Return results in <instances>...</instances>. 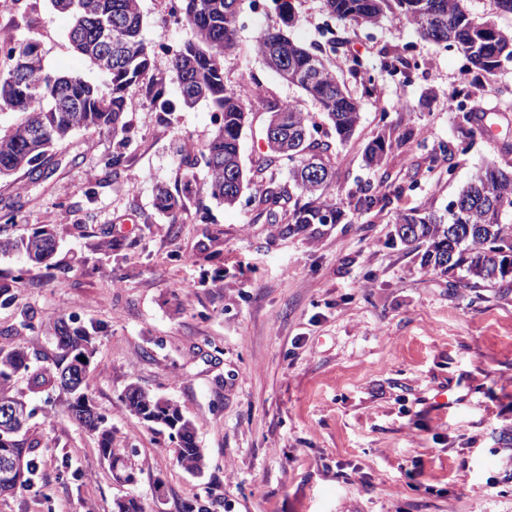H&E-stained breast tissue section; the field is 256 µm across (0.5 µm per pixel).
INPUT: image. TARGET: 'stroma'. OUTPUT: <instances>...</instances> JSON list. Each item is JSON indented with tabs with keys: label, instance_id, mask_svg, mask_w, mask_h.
Instances as JSON below:
<instances>
[{
	"label": "stroma",
	"instance_id": "obj_1",
	"mask_svg": "<svg viewBox=\"0 0 512 512\" xmlns=\"http://www.w3.org/2000/svg\"><path fill=\"white\" fill-rule=\"evenodd\" d=\"M291 2L288 33L301 45L323 46L335 28L343 45L329 62L360 103L354 136L331 146L339 223L286 237L252 206L229 208L185 187L179 153L204 144L216 117L204 101L160 112L150 96L156 79L171 76L161 44L190 36L170 21L168 0H140L154 53L128 89L140 102L126 116L130 140L79 130L59 170L32 192L24 174L0 177V212H17L8 236L48 226L58 244L48 269L0 255V283L16 296L0 306V346L27 349L39 367L58 353V318L98 327L90 396L134 473L117 477L65 394L31 392L22 373L13 391L36 410L39 471L30 490L0 496V512H115L125 497L143 512H512V275L473 288L422 267L416 250L391 239L400 211L444 213L487 163H512V64L487 78L405 19L365 33L333 24L322 0ZM72 23L50 0H0V40H33L49 71L104 86L72 48ZM280 24L277 10L242 0L225 81L249 101L292 103L329 133L317 105L255 51ZM405 51L418 62L406 79L384 67ZM349 55L367 65L374 94L349 73ZM459 90L490 127L466 144L448 108ZM267 119L254 110L242 132L246 171L268 152ZM381 135L384 163L366 168L364 149ZM448 143L451 161L433 162ZM115 153L125 162L110 174L104 160ZM367 183L385 195L383 209L354 210L350 195ZM161 186L180 196L176 218L155 206ZM94 237L111 249L90 250ZM23 306L38 330L2 335ZM133 383L193 422L202 475L176 464L167 428L128 411Z\"/></svg>",
	"mask_w": 512,
	"mask_h": 512
}]
</instances>
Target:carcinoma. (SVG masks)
Returning <instances> with one entry per match:
<instances>
[{"instance_id":"obj_1","label":"carcinoma","mask_w":512,"mask_h":512,"mask_svg":"<svg viewBox=\"0 0 512 512\" xmlns=\"http://www.w3.org/2000/svg\"><path fill=\"white\" fill-rule=\"evenodd\" d=\"M183 25L191 36L171 58L172 74L178 84L183 106L204 100L219 114V124L198 150L181 155L178 168L183 178L193 180L199 165L206 169L203 190L211 199L228 207L241 201L253 206L257 218L277 224L288 221L279 233L291 235L315 225L339 223L342 211L329 199L334 171L331 143L319 137V125L309 113L297 107L268 103V125L288 135L292 149L288 158L274 149L248 176L241 160L240 139L254 109L240 93L224 83V54L237 46L239 0H180ZM326 13L344 24L369 26L396 15L414 24L421 36L447 48L461 50L469 64L483 76L491 77L506 63H512V30L504 31L486 20H475L462 6L463 0H323ZM283 26L264 32L256 51L269 69L301 89L318 104L331 123L336 139L348 140L360 122L359 103L336 79L323 52L311 51L295 42L283 27L293 24L290 0H275ZM52 7L73 18L68 38L73 49L107 77L109 96L77 73L55 74L43 62L35 43L17 40L0 44L4 66L0 68V108L21 114V119L0 134V176L24 172L29 183L38 184L61 166L56 155L77 130L93 129L123 140L129 137L124 114L133 110L128 87L151 67V52L141 37L142 16L138 0H51ZM486 132L484 116L476 108L462 113L461 134L473 139ZM385 138L370 143L363 160L376 168L384 160ZM288 162V182L273 179L248 197L245 190L254 178L269 168ZM319 165L322 187L312 191L306 184L305 169ZM354 208L370 211L383 198L371 186L351 195ZM157 208L174 212L178 198L167 189L158 190ZM512 212V170L496 164L482 168L451 201L446 214L437 215L408 209L398 213L393 241L405 246L425 247L421 265L443 275L458 274L478 288L512 273V224L502 216ZM56 250L51 230L38 228L26 238H0V251H17L37 264H49ZM34 312L23 309L20 320L0 335H18L36 329ZM60 358L34 372L30 385L48 387L67 395V409L82 427L99 437V450L111 469L124 465L119 449L112 445V427L94 410L90 372L79 385L67 387L62 376L83 356L95 351L89 330L73 320H59L53 327ZM31 355L22 348L0 349V403L8 402L25 413L23 422L8 434H0V496L15 494L31 484L37 471L40 441L20 438L29 431L34 410L11 394L14 378L30 367ZM130 411L146 422L154 419L170 430L175 442L176 463L191 473L206 468L205 454L195 427L180 407L156 398L137 385L125 392Z\"/></svg>"}]
</instances>
